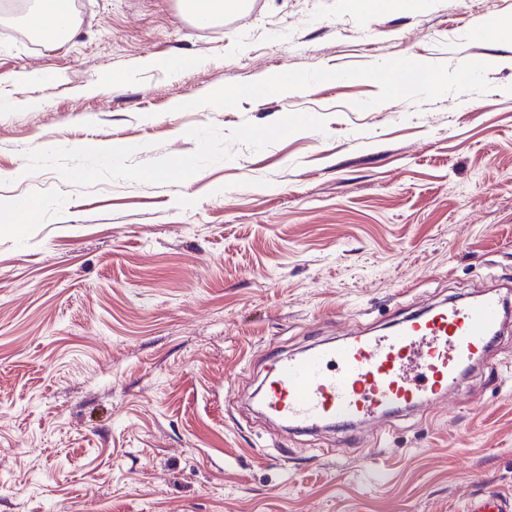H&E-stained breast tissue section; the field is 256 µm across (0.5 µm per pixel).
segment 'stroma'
Here are the masks:
<instances>
[{
  "label": "stroma",
  "mask_w": 512,
  "mask_h": 512,
  "mask_svg": "<svg viewBox=\"0 0 512 512\" xmlns=\"http://www.w3.org/2000/svg\"><path fill=\"white\" fill-rule=\"evenodd\" d=\"M30 31L0 0V512L512 498V325L380 441L251 398L276 354L512 292V0H242L205 25L79 0L71 35ZM279 73L305 83L218 96ZM179 162L190 182L162 174Z\"/></svg>",
  "instance_id": "stroma-1"
}]
</instances>
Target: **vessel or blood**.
<instances>
[{
    "label": "vessel or blood",
    "instance_id": "vessel-or-blood-1",
    "mask_svg": "<svg viewBox=\"0 0 512 512\" xmlns=\"http://www.w3.org/2000/svg\"><path fill=\"white\" fill-rule=\"evenodd\" d=\"M504 323V298L488 291L403 318L384 335L355 332L278 355L259 412L290 431L370 423L385 438L395 417L438 401L464 368L487 360ZM466 512H512V500L491 492L470 499Z\"/></svg>",
    "mask_w": 512,
    "mask_h": 512
}]
</instances>
